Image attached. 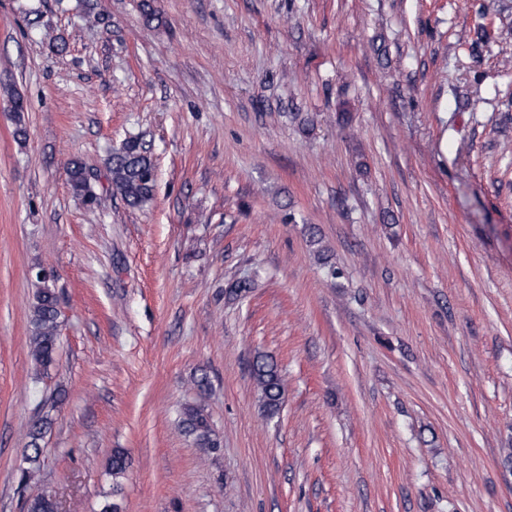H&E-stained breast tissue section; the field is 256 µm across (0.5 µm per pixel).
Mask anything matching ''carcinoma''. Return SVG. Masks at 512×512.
I'll list each match as a JSON object with an SVG mask.
<instances>
[{
    "instance_id": "cac0c4a2",
    "label": "carcinoma",
    "mask_w": 512,
    "mask_h": 512,
    "mask_svg": "<svg viewBox=\"0 0 512 512\" xmlns=\"http://www.w3.org/2000/svg\"><path fill=\"white\" fill-rule=\"evenodd\" d=\"M109 172L112 192L119 195L127 205L141 207L153 196L155 172L147 152L135 140H129L112 152ZM69 182L74 194L91 206L96 197L90 186L86 169L78 162L68 169ZM34 301L30 306L28 337L29 356L36 372L46 371L56 361L61 312L59 298L53 288L35 280ZM253 379L260 393V400L269 414L279 410L283 386L277 365L266 356H258L251 366ZM53 420L45 414L30 428L28 442L24 448L25 466L19 471V484L23 488L40 481L45 448L41 442L50 429ZM180 427L192 439L195 447L206 454L220 448L209 417L195 404H186L180 414ZM128 468V456L121 448L112 452L109 464L113 490L121 491L122 479ZM56 504L42 492L32 494L24 501V512H55Z\"/></svg>"
}]
</instances>
